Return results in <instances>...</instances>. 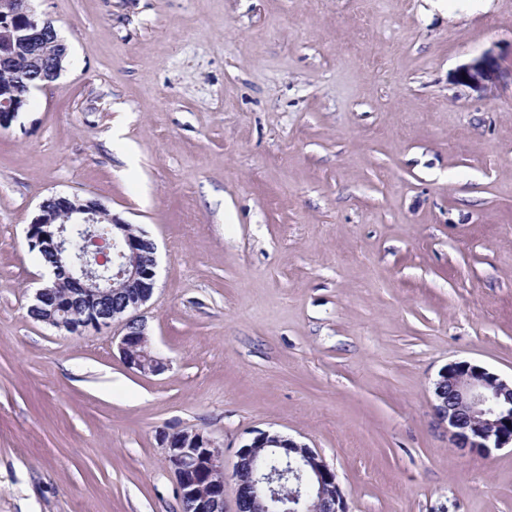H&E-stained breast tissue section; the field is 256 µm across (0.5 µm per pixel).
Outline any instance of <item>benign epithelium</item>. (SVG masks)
Here are the masks:
<instances>
[{"instance_id": "1", "label": "benign epithelium", "mask_w": 512, "mask_h": 512, "mask_svg": "<svg viewBox=\"0 0 512 512\" xmlns=\"http://www.w3.org/2000/svg\"><path fill=\"white\" fill-rule=\"evenodd\" d=\"M66 45L48 20L39 19L31 0H11L8 11L0 12V71H23L25 78L14 86H0V128H8L26 108L34 91L42 90L65 70ZM501 76L497 55L483 52L458 67L454 81L486 94ZM108 220L117 232L112 245L99 242L95 224ZM83 224L87 230L83 249L74 247L68 225ZM127 223L111 214L95 199L78 205L73 197L53 194L45 198L29 224L28 242L42 250L67 253L71 263L53 269L55 279L38 289L31 308L53 296L56 277L72 282L84 301L81 314L43 319L44 324L72 336H83L108 328L119 321V348L126 365L141 372L160 373L164 361L148 348V329L140 308L155 290L156 248L123 234ZM120 295L119 308L101 305L104 298ZM434 410L448 424L451 447L459 451L488 453L512 445V382L467 361L445 366L435 382ZM166 460L176 477L181 503L193 512L223 508L224 478L236 486L235 512H268V503L288 499L293 512H346L344 496L334 470L315 450L304 443L270 431H260L238 449L231 473L224 469V456L214 442L198 430H173L160 435ZM273 448L288 464L281 475L266 473L256 466L260 453Z\"/></svg>"}]
</instances>
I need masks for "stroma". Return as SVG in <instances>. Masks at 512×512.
<instances>
[{"instance_id":"stroma-1","label":"stroma","mask_w":512,"mask_h":512,"mask_svg":"<svg viewBox=\"0 0 512 512\" xmlns=\"http://www.w3.org/2000/svg\"><path fill=\"white\" fill-rule=\"evenodd\" d=\"M33 7L70 63L0 129V512H181L173 429L304 442L347 512H512V447L433 411L449 363L512 379V0ZM56 193L155 242L165 372L28 317ZM501 73L499 57L492 52H483L459 66L455 71L454 81L458 85L486 94L495 85ZM463 75H466V79H463Z\"/></svg>"}]
</instances>
